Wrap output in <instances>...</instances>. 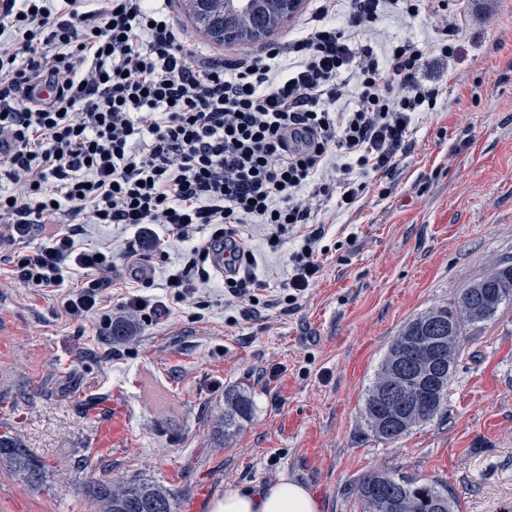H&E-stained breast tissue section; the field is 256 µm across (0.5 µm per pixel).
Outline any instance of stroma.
Listing matches in <instances>:
<instances>
[{"label": "stroma", "instance_id": "1", "mask_svg": "<svg viewBox=\"0 0 512 512\" xmlns=\"http://www.w3.org/2000/svg\"><path fill=\"white\" fill-rule=\"evenodd\" d=\"M449 3L461 34L452 56L429 59L435 111L416 119L387 183L369 184L352 210L315 216L328 252L289 310L261 306L289 266L257 224L243 228L265 274L257 304L227 305L215 274L156 323L126 307L136 284L122 255L136 254L149 295L166 301L185 244L163 258L154 231L89 225V242L118 254L105 307L134 322L125 344L111 342L110 324L68 319L56 293L28 288L0 253V434L44 468L32 483L1 464L0 512H93L80 491L90 478L158 483L177 493V512H210L225 490L282 474L321 512H363L357 485L374 470L438 483L455 512H512V301L472 327L432 421L388 444L362 413L403 325L512 263V0ZM172 17L225 67L255 51L215 46L180 10ZM440 28L392 13L361 40L381 53L395 39L432 43ZM230 389L246 391L253 410L227 442L214 422Z\"/></svg>", "mask_w": 512, "mask_h": 512}]
</instances>
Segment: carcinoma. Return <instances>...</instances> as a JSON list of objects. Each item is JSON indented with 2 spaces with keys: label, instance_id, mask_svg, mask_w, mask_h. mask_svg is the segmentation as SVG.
Returning a JSON list of instances; mask_svg holds the SVG:
<instances>
[{
  "label": "carcinoma",
  "instance_id": "cac0c4a2",
  "mask_svg": "<svg viewBox=\"0 0 512 512\" xmlns=\"http://www.w3.org/2000/svg\"><path fill=\"white\" fill-rule=\"evenodd\" d=\"M257 0L238 4L233 0H179L180 8L193 28L212 44L254 45L255 32L272 34L287 22L275 0ZM512 300V266L498 267L472 282L445 305L436 306L410 320L395 336L382 360L363 404L365 420L375 436L383 442L396 443L413 428L437 415L444 404L447 389L438 390L421 410L417 419L405 421L404 413L383 414L378 390L384 368L399 360L406 342L412 336L428 331L433 336L454 337L452 353L458 357L467 340L468 328L493 319L501 304ZM134 337L128 320L112 324V342L124 343ZM252 413L250 397L239 390L224 393V411L216 420L217 432L228 442L240 431ZM0 463L23 472L26 479L37 483L42 478L40 466L19 441L0 435ZM83 493L95 512H176L174 494L157 483H131L108 480H87ZM363 512H452L448 492L429 482H418L381 471L363 476L358 485Z\"/></svg>",
  "mask_w": 512,
  "mask_h": 512
}]
</instances>
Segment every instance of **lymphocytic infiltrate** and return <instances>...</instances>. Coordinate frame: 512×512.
Masks as SVG:
<instances>
[{"instance_id": "f902f5d3", "label": "lymphocytic infiltrate", "mask_w": 512, "mask_h": 512, "mask_svg": "<svg viewBox=\"0 0 512 512\" xmlns=\"http://www.w3.org/2000/svg\"><path fill=\"white\" fill-rule=\"evenodd\" d=\"M317 2L296 36L228 74L147 0H0V175L21 187L0 191V245L18 246L19 278L59 292L68 318L103 315L112 250L85 243V225L160 224L191 250L170 301L129 300L156 322L208 278L218 247L230 297L263 287L241 232L254 223L294 241L284 291L265 305L295 304L320 271L314 216L356 203L361 174L391 175L437 104L427 57L459 36L448 0ZM390 12L445 25L433 46L399 40L380 55L359 34ZM76 271L83 283L66 287Z\"/></svg>"}]
</instances>
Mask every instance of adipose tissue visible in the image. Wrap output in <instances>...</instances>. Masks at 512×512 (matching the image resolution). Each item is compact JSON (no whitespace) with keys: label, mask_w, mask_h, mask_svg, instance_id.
I'll use <instances>...</instances> for the list:
<instances>
[{"label":"adipose tissue","mask_w":512,"mask_h":512,"mask_svg":"<svg viewBox=\"0 0 512 512\" xmlns=\"http://www.w3.org/2000/svg\"><path fill=\"white\" fill-rule=\"evenodd\" d=\"M211 512H320V504L306 487L283 475L256 491L226 490Z\"/></svg>","instance_id":"1"}]
</instances>
